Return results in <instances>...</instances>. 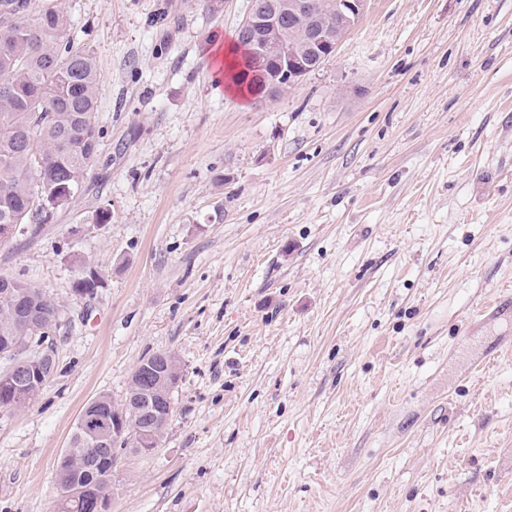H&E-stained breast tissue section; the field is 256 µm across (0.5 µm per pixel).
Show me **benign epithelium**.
Returning <instances> with one entry per match:
<instances>
[{
  "label": "benign epithelium",
  "instance_id": "7a95c632",
  "mask_svg": "<svg viewBox=\"0 0 512 512\" xmlns=\"http://www.w3.org/2000/svg\"><path fill=\"white\" fill-rule=\"evenodd\" d=\"M367 0H338L337 9L343 17L342 27L348 31L353 28L363 15ZM291 11L301 18L304 23V39L309 43L324 40L328 43L336 41V35L317 31L316 16L308 12L307 0H292L273 6L271 13L253 11L245 17L240 30L253 36L257 42L256 55L252 59L254 71L263 75L265 83L264 98L274 96L297 86L309 71L317 69L322 62L309 63L303 57L301 45L286 39L274 38L267 34L271 26L265 22L270 15L279 16L283 11ZM53 371V354L48 349H41L25 358L15 361L8 373L9 383L15 400L0 406L3 410H12L24 403H30L42 391L48 377ZM154 374L157 383L170 390H175L178 381L173 376L181 375V366L176 357L169 352H156L149 359L141 361L133 370L130 385L135 386ZM144 392L140 389L126 394L123 401L111 402L104 406L97 405L92 400L82 412L79 425L84 427L97 420H106L112 425V430L97 436V441L104 446H116L108 460L105 474L112 476L124 461V450L121 444L145 443L146 440L161 436L168 425L165 416L153 414L150 426L132 429L129 422L134 417L146 413Z\"/></svg>",
  "mask_w": 512,
  "mask_h": 512
}]
</instances>
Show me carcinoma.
Instances as JSON below:
<instances>
[{
	"instance_id": "carcinoma-1",
	"label": "carcinoma",
	"mask_w": 512,
	"mask_h": 512,
	"mask_svg": "<svg viewBox=\"0 0 512 512\" xmlns=\"http://www.w3.org/2000/svg\"><path fill=\"white\" fill-rule=\"evenodd\" d=\"M324 24L341 19L336 0H310ZM67 19L55 4L33 16L29 0H0V220L33 234L50 218L48 209L68 190H79L99 157L96 123L100 73L93 55L64 40ZM227 81L256 95L257 82L230 69ZM13 294L0 291V338L30 336L29 315L42 322L59 309L32 282L17 278ZM96 430L75 427L57 481L87 489L107 503L112 480L103 479L109 449L92 440Z\"/></svg>"
}]
</instances>
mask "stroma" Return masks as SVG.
<instances>
[{"label":"stroma","instance_id":"35a3bbf8","mask_svg":"<svg viewBox=\"0 0 512 512\" xmlns=\"http://www.w3.org/2000/svg\"><path fill=\"white\" fill-rule=\"evenodd\" d=\"M57 2L102 137L0 243L64 311L42 392L0 411V512H55L86 404L159 351L174 413L107 512H512V309L476 314L512 286V0H368L263 102L209 64L248 0Z\"/></svg>","mask_w":512,"mask_h":512}]
</instances>
